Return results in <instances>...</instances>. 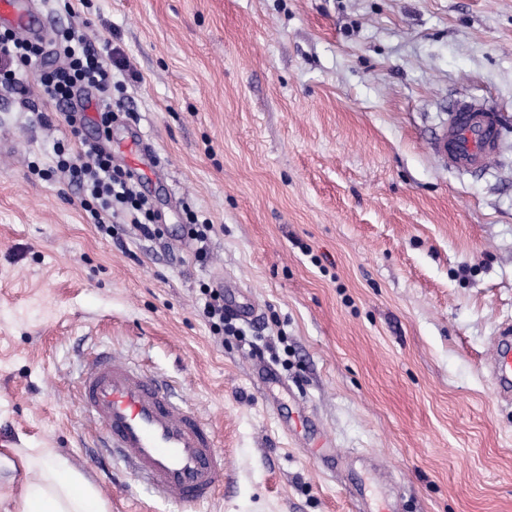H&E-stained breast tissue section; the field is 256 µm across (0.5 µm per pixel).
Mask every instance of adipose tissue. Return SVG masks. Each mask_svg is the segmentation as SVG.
I'll return each instance as SVG.
<instances>
[{
  "instance_id": "1",
  "label": "adipose tissue",
  "mask_w": 512,
  "mask_h": 512,
  "mask_svg": "<svg viewBox=\"0 0 512 512\" xmlns=\"http://www.w3.org/2000/svg\"><path fill=\"white\" fill-rule=\"evenodd\" d=\"M23 469L21 490L0 484V501L14 512H108L99 489L70 461L48 448H17L0 454V472Z\"/></svg>"
}]
</instances>
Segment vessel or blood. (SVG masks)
Listing matches in <instances>:
<instances>
[{"label": "vessel or blood", "instance_id": "1", "mask_svg": "<svg viewBox=\"0 0 512 512\" xmlns=\"http://www.w3.org/2000/svg\"><path fill=\"white\" fill-rule=\"evenodd\" d=\"M33 0H0V25L34 40L45 28ZM503 116L463 99L448 109V124L431 149L449 168L477 171L493 155ZM498 392L512 402V329L504 328L490 366ZM77 402L103 446L131 475L165 500L191 507L210 502L224 486V453L211 426L176 399L172 385L104 350L90 353L77 384Z\"/></svg>", "mask_w": 512, "mask_h": 512}]
</instances>
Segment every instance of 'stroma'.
<instances>
[{"mask_svg":"<svg viewBox=\"0 0 512 512\" xmlns=\"http://www.w3.org/2000/svg\"><path fill=\"white\" fill-rule=\"evenodd\" d=\"M112 70L109 145L162 239L114 240L66 177L49 54L0 90V430L51 448L108 512H179L101 454L77 404L106 349L215 430L199 512H512V403L487 368L512 325V0H34ZM505 115L480 172L430 151L448 108ZM213 225L188 238L189 215ZM205 259H197V251ZM217 288L242 333L199 314ZM330 438L336 463L323 460Z\"/></svg>","mask_w":512,"mask_h":512,"instance_id":"1","label":"stroma"}]
</instances>
